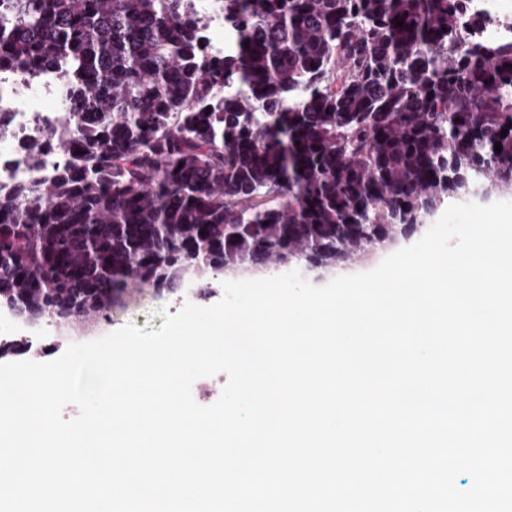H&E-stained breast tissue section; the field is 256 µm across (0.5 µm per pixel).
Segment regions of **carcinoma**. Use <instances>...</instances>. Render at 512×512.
Masks as SVG:
<instances>
[{"label": "carcinoma", "mask_w": 512, "mask_h": 512, "mask_svg": "<svg viewBox=\"0 0 512 512\" xmlns=\"http://www.w3.org/2000/svg\"><path fill=\"white\" fill-rule=\"evenodd\" d=\"M467 3L223 0L214 57L188 0H0V68L74 103L60 167L0 186V305L72 320L130 280L363 263L446 197L512 194V45L470 40Z\"/></svg>", "instance_id": "carcinoma-1"}]
</instances>
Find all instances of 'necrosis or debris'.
<instances>
[{
    "instance_id": "1",
    "label": "necrosis or debris",
    "mask_w": 512,
    "mask_h": 512,
    "mask_svg": "<svg viewBox=\"0 0 512 512\" xmlns=\"http://www.w3.org/2000/svg\"><path fill=\"white\" fill-rule=\"evenodd\" d=\"M211 55L223 56L233 43V34L224 27L221 0H198ZM469 13L480 15L484 24L473 38L512 42V0H469ZM70 89L57 72L28 77L0 69V113L9 120L0 131V184L29 180L33 172L21 149L32 134L52 140L70 122Z\"/></svg>"
}]
</instances>
